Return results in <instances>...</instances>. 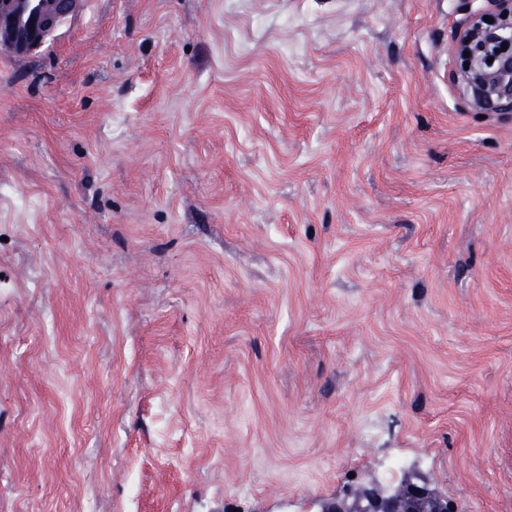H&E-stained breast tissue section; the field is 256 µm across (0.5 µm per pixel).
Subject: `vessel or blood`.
<instances>
[{
    "instance_id": "vessel-or-blood-1",
    "label": "vessel or blood",
    "mask_w": 512,
    "mask_h": 512,
    "mask_svg": "<svg viewBox=\"0 0 512 512\" xmlns=\"http://www.w3.org/2000/svg\"><path fill=\"white\" fill-rule=\"evenodd\" d=\"M76 8V0H0V58H30Z\"/></svg>"
}]
</instances>
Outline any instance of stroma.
<instances>
[{"label": "stroma", "mask_w": 512, "mask_h": 512, "mask_svg": "<svg viewBox=\"0 0 512 512\" xmlns=\"http://www.w3.org/2000/svg\"><path fill=\"white\" fill-rule=\"evenodd\" d=\"M484 5L85 0L0 61V512H512ZM507 43L506 50H502L501 44ZM472 37L467 38L461 44L459 49V59L462 72L466 77L474 94L482 102H490V106H510L512 107L511 89L506 86L507 76L497 72V65L501 58L512 54V40L495 41L494 48L478 57L476 52L472 51ZM468 52L470 57H464L463 53ZM488 58H493L492 63H487ZM464 63H469V69H464ZM497 65L495 66V64ZM398 491L381 492L377 490L376 495L363 496L357 494L352 501L346 498H336V501H330L324 504L323 510L326 512H392L399 509L401 499Z\"/></svg>", "instance_id": "obj_1"}]
</instances>
